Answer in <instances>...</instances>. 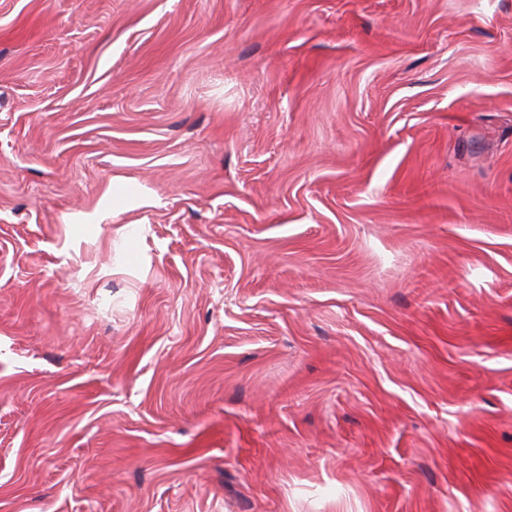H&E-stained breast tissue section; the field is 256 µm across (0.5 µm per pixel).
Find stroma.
<instances>
[{"label": "stroma", "mask_w": 512, "mask_h": 512, "mask_svg": "<svg viewBox=\"0 0 512 512\" xmlns=\"http://www.w3.org/2000/svg\"><path fill=\"white\" fill-rule=\"evenodd\" d=\"M0 512H512V0H0Z\"/></svg>", "instance_id": "35a3bbf8"}]
</instances>
